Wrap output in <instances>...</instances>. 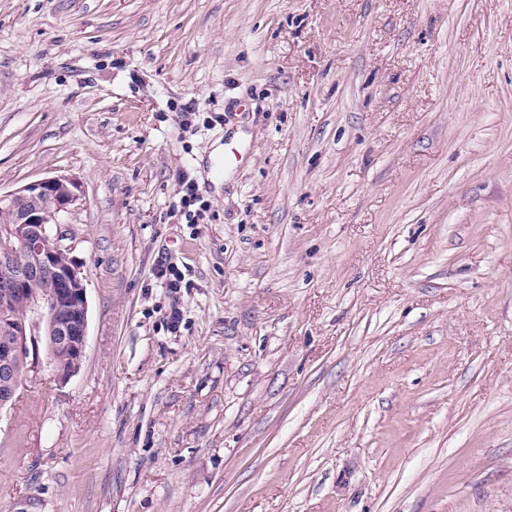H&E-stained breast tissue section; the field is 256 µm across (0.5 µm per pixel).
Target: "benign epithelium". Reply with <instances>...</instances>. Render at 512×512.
I'll return each mask as SVG.
<instances>
[{
	"instance_id": "7a95c632",
	"label": "benign epithelium",
	"mask_w": 512,
	"mask_h": 512,
	"mask_svg": "<svg viewBox=\"0 0 512 512\" xmlns=\"http://www.w3.org/2000/svg\"><path fill=\"white\" fill-rule=\"evenodd\" d=\"M77 186L50 177L0 194V411L13 405L32 363L45 351V368L64 384L81 369L88 340L86 275L62 230V213ZM25 254L27 261L17 260Z\"/></svg>"
}]
</instances>
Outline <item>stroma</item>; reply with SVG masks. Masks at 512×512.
Listing matches in <instances>:
<instances>
[{"label":"stroma","mask_w":512,"mask_h":512,"mask_svg":"<svg viewBox=\"0 0 512 512\" xmlns=\"http://www.w3.org/2000/svg\"><path fill=\"white\" fill-rule=\"evenodd\" d=\"M53 176L88 343L0 512H512V0H0V191ZM181 192L184 194L181 195L179 200V212L181 215L185 216L188 223L193 222V224H195V222L197 223L200 219H203V215L207 211L209 205L196 194L195 189L191 185H186L180 193ZM197 204L198 207L195 210L190 209Z\"/></svg>","instance_id":"obj_1"}]
</instances>
